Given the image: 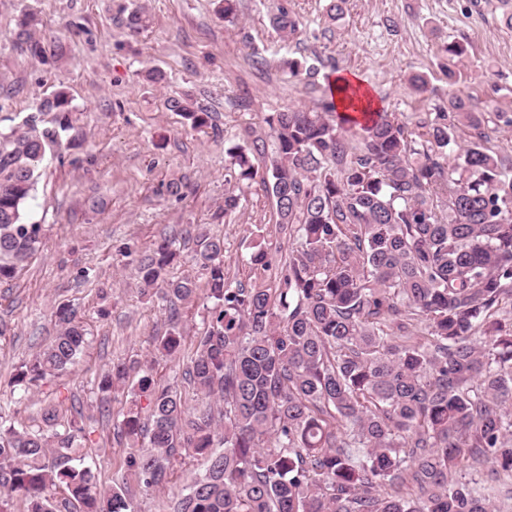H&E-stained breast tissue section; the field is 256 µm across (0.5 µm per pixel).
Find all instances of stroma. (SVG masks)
<instances>
[{
    "instance_id": "stroma-1",
    "label": "stroma",
    "mask_w": 512,
    "mask_h": 512,
    "mask_svg": "<svg viewBox=\"0 0 512 512\" xmlns=\"http://www.w3.org/2000/svg\"><path fill=\"white\" fill-rule=\"evenodd\" d=\"M283 1L301 22L289 41L269 23ZM326 4L238 0L233 25L214 0H0V117L22 121L61 87L73 106V127L47 152L27 204L30 220L42 226V246L14 280L0 284V416L32 425L41 423L45 405L67 414L81 404L86 463L99 484L111 485L127 453L112 426L125 397L116 393L109 414L100 413V375L139 360L171 382L177 367L154 355V339L176 321L190 351L208 326L205 298L179 303L174 321L160 295H141L120 247L143 255L175 238L181 257L170 276L195 278L202 287L206 279L192 255L194 234L204 230L224 240L228 287L277 285L274 273L249 262L251 239L270 243L276 262L290 245L260 180L236 184L240 210L213 217L224 203L228 148L273 145L269 118L288 108L321 110L340 72L363 80L378 110L409 123L448 111L453 93L473 111L512 113V30L500 23V0H346L333 21ZM139 5L152 23L134 36L124 19ZM25 12L37 15L45 42H63L59 68L45 69L15 44L16 19ZM453 40L466 46L464 57L449 56ZM285 57L301 60L314 76H290L280 66ZM150 68L165 82L147 81ZM415 75L426 79L425 92L411 85ZM171 95L210 112L207 127L191 129L168 111ZM172 179L182 180V198L167 193ZM60 304L77 309L87 343L73 366L20 398L11 384L16 368L55 336L51 313ZM201 471L196 459L183 457L168 489L134 491L136 512H166L168 500Z\"/></svg>"
}]
</instances>
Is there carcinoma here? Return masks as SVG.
Here are the masks:
<instances>
[{
  "mask_svg": "<svg viewBox=\"0 0 512 512\" xmlns=\"http://www.w3.org/2000/svg\"><path fill=\"white\" fill-rule=\"evenodd\" d=\"M148 23L141 7L126 18L132 32ZM271 23L286 38L299 32L284 4ZM36 28L23 16L16 40L54 67L65 47ZM450 105L455 113L414 128L380 114L356 140L343 128L349 118L328 117L332 101L279 112L263 173L230 148L228 176L261 179L295 241L278 287H227L224 242L199 232L193 260L210 323L181 377L200 402L187 406L178 381L160 384L149 363L112 365L97 401L106 412L127 391L114 432L130 451L105 487L80 463L83 410L61 420L48 406L42 428L1 421L0 512L15 496L24 512H134L132 488L165 489L184 455L202 472L170 512H494L481 485L455 472H512V320L500 317L512 306V165L486 146L489 125L511 127L512 114ZM165 106L194 130L208 125L184 98ZM71 114L58 89L39 115L0 130V282L41 247L26 203ZM452 119L471 140L450 161ZM179 257L165 238L133 259L141 292L193 301L194 280L166 278ZM271 261L254 246L251 265ZM54 317L56 335L13 377L25 393L74 365L86 344L75 309L61 305ZM154 345L181 358L177 324Z\"/></svg>",
  "mask_w": 512,
  "mask_h": 512,
  "instance_id": "1",
  "label": "carcinoma"
}]
</instances>
